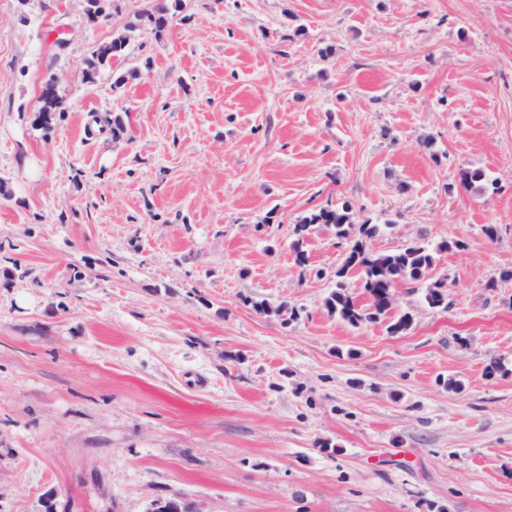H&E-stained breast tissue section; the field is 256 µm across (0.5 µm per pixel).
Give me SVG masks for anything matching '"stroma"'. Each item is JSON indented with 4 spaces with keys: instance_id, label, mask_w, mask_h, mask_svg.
I'll use <instances>...</instances> for the list:
<instances>
[{
    "instance_id": "1",
    "label": "stroma",
    "mask_w": 512,
    "mask_h": 512,
    "mask_svg": "<svg viewBox=\"0 0 512 512\" xmlns=\"http://www.w3.org/2000/svg\"><path fill=\"white\" fill-rule=\"evenodd\" d=\"M156 2L0 0V512H512V0H182L88 82ZM344 202L447 308L328 314ZM170 7L168 4H159L158 6L148 10L139 16L137 22H130L126 27V32H134L137 29L148 26L155 34L161 33L170 21ZM121 33L112 38L107 44L99 46L92 52L90 58L87 59L86 74L90 82L93 81L98 71L107 65L112 58L120 57L124 54L126 47L130 41V36ZM42 106L40 111L46 115L54 114L55 112H65V97L57 89L55 81L51 80L47 83L43 90ZM146 512H201V510L188 503L179 494H171L167 497L151 499Z\"/></svg>"
}]
</instances>
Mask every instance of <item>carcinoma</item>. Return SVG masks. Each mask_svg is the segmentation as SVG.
Here are the masks:
<instances>
[{"instance_id":"carcinoma-1","label":"carcinoma","mask_w":512,"mask_h":512,"mask_svg":"<svg viewBox=\"0 0 512 512\" xmlns=\"http://www.w3.org/2000/svg\"><path fill=\"white\" fill-rule=\"evenodd\" d=\"M182 0H171V4H160L139 16L126 27V32L99 46L87 59L86 74L92 80L98 71L112 58L124 54L130 41L129 33L148 26L154 33H161L170 21V8H180ZM40 111L51 115L66 111L65 97L57 89L55 81L47 83L43 90ZM316 226H325L334 231L336 238L350 243V249L336 270V288L325 299L327 311L348 322L352 326L362 323L386 321L387 330L400 334L412 324V315L396 310L387 300L388 290L400 285H414L428 278L435 265V254L449 251L456 243L444 242L431 248L421 242H413L390 253H375L367 249L365 240L376 236L380 227L369 221L361 224L353 222L351 208L341 206L322 207L301 217L294 228L297 240V261L304 263L306 257L300 251L305 235ZM357 278L361 283L365 304L361 305L349 289L348 281ZM446 284L436 280L425 288L423 301L430 307L448 306Z\"/></svg>"}]
</instances>
